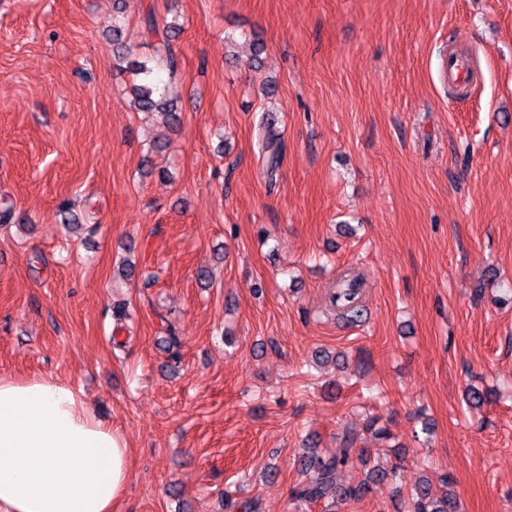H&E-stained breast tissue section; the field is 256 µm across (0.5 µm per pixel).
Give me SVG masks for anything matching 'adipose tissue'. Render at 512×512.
<instances>
[{
	"label": "adipose tissue",
	"instance_id": "ef3b65f1",
	"mask_svg": "<svg viewBox=\"0 0 512 512\" xmlns=\"http://www.w3.org/2000/svg\"><path fill=\"white\" fill-rule=\"evenodd\" d=\"M129 477L125 438L81 390L0 376V512H112Z\"/></svg>",
	"mask_w": 512,
	"mask_h": 512
}]
</instances>
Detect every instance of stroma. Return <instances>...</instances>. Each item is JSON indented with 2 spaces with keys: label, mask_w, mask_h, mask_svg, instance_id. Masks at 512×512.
Returning <instances> with one entry per match:
<instances>
[{
  "label": "stroma",
  "mask_w": 512,
  "mask_h": 512,
  "mask_svg": "<svg viewBox=\"0 0 512 512\" xmlns=\"http://www.w3.org/2000/svg\"><path fill=\"white\" fill-rule=\"evenodd\" d=\"M149 13L182 27L177 76L154 72L169 132L128 105ZM4 196L0 375L73 384L126 437L116 512H411L423 474L463 512H512V0H0ZM351 266L358 324L325 311ZM471 385L491 402L467 407ZM347 426L399 476L293 501L303 449Z\"/></svg>",
  "instance_id": "obj_1"
}]
</instances>
